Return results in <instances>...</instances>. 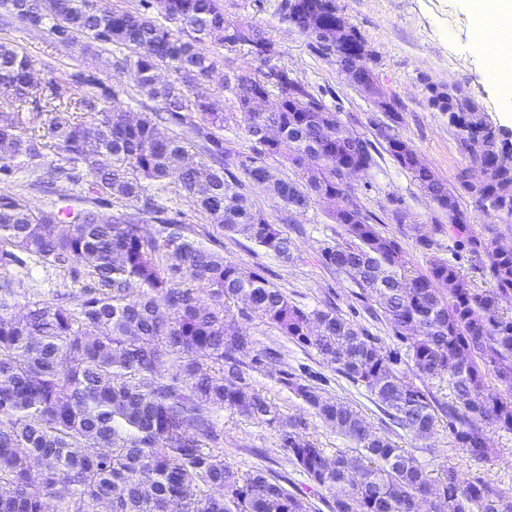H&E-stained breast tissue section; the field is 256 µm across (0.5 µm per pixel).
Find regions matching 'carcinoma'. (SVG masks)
Wrapping results in <instances>:
<instances>
[{"label":"carcinoma","mask_w":512,"mask_h":512,"mask_svg":"<svg viewBox=\"0 0 512 512\" xmlns=\"http://www.w3.org/2000/svg\"><path fill=\"white\" fill-rule=\"evenodd\" d=\"M335 0H284L282 21L315 43L313 30L335 20ZM21 23L49 30L81 53L108 51L112 67L134 80L149 103L132 112L123 89L84 69L37 77L16 41L0 38V183L57 197L49 208L0 192V267L33 258L83 281L75 297L0 305V512H314L302 493L261 468L242 472L224 461L217 410L277 428L280 447L331 512H512V490L481 472L496 453L487 428L512 432V145L479 105L459 89L427 86L448 113V126L470 163L486 176L451 187L419 157L410 140L382 130L346 136L336 113L286 66L271 64L274 42L259 26L226 21L224 0H0V31ZM352 73L374 53L346 24L340 39ZM244 47L252 61L224 74L254 155L231 160L228 116L206 90L220 57L208 46ZM275 95L276 107L252 110ZM376 104L396 123L395 98L382 87ZM410 172L448 223L416 242L430 250L448 232L478 261L491 288H477L455 265L432 255L427 272L408 274L400 244L361 214L336 178V161L371 170L381 152ZM287 155L300 178L275 177L264 158ZM238 166L242 175L232 171ZM250 182L305 211L319 202L342 227V242L322 249L323 262L373 303L405 347L386 350L336 307L307 311L261 275L242 271L185 235L182 213L161 203L173 183L212 228L242 235L291 259L278 225L255 207ZM470 195L497 224L475 234L461 209ZM156 224L152 230L149 225ZM237 307L232 312L230 306ZM265 320L376 399L394 426L424 440L441 421L475 466L464 478L450 468L436 479L412 454L395 448L347 401L288 369L279 353L257 348L235 316ZM173 373H161L166 361ZM258 372L286 388L352 444L334 454L285 415L251 378ZM448 380V399L414 379ZM500 389L488 391L491 381Z\"/></svg>","instance_id":"carcinoma-1"}]
</instances>
